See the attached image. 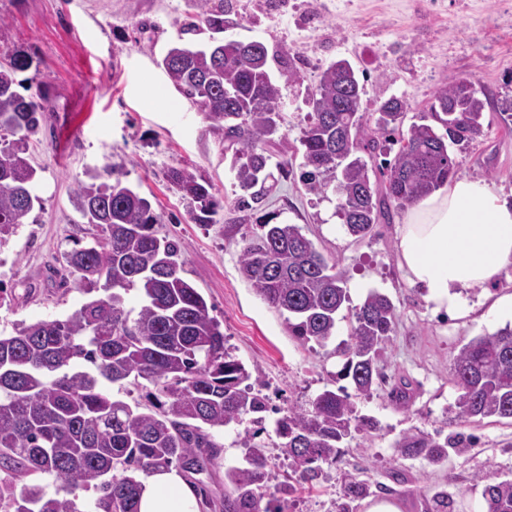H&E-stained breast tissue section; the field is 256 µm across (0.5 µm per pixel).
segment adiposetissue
<instances>
[{
	"instance_id": "ef3b65f1",
	"label": "adipose tissue",
	"mask_w": 512,
	"mask_h": 512,
	"mask_svg": "<svg viewBox=\"0 0 512 512\" xmlns=\"http://www.w3.org/2000/svg\"><path fill=\"white\" fill-rule=\"evenodd\" d=\"M397 257L433 312L467 318L468 290L489 288L512 265V203L491 184L454 179L407 210L397 227ZM141 512H198L176 470L143 476Z\"/></svg>"
}]
</instances>
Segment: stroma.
Instances as JSON below:
<instances>
[{
	"instance_id": "35a3bbf8",
	"label": "stroma",
	"mask_w": 512,
	"mask_h": 512,
	"mask_svg": "<svg viewBox=\"0 0 512 512\" xmlns=\"http://www.w3.org/2000/svg\"><path fill=\"white\" fill-rule=\"evenodd\" d=\"M194 13L192 0H0V66L11 53H28L33 64L17 73L16 90L44 106L28 153L41 206L0 248V334L20 322L66 318L86 301L64 255L91 244L97 230L76 211L72 195L86 172L114 170L160 215L158 236L182 242L184 275L220 322L226 347L259 371L277 411H288L331 385L339 360L332 347L288 336L282 317L241 279L238 264L244 239L259 223L299 225L344 273L352 305L373 289L390 298L396 329L379 358L386 383L354 400L378 430L347 443L340 460L325 466L324 482L286 497L285 512H339L348 479L391 489L402 512H436L439 496L447 497L448 512H480L485 481L512 479V419L460 422L450 368L463 344L512 324V316L494 311L492 300L462 320L434 315L398 264L403 211L354 239L341 224L337 194L310 193L295 173L252 209L239 210L222 139L156 65L172 45L208 43V33L183 30ZM311 14L318 19L314 30L306 24ZM229 19L226 38L263 42L273 56L272 74L298 58L309 60L298 82L281 86L283 123L270 147L280 159L299 145L308 91L341 58L364 82L361 110L370 117L396 97L408 105L405 123L416 122L435 91L459 79L484 91L493 106L512 100V0H232ZM486 118L483 137L452 146L457 174L487 181L512 201V127L494 110ZM185 166L211 181L220 202L215 223H194L169 184L168 170ZM401 378L413 394L398 408L388 391ZM412 429L461 433L473 445L449 452L440 465L404 458L396 443ZM239 430L236 424L219 429L220 459L208 471L183 475L187 484L205 485L208 512H223L225 467L244 463L234 444Z\"/></svg>"
}]
</instances>
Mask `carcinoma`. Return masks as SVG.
Returning <instances> with one entry per match:
<instances>
[{"label": "carcinoma", "instance_id": "1", "mask_svg": "<svg viewBox=\"0 0 512 512\" xmlns=\"http://www.w3.org/2000/svg\"><path fill=\"white\" fill-rule=\"evenodd\" d=\"M228 6V0H195V20L185 31L204 27L213 33L210 43L202 49L173 45L159 66L221 135L234 185L243 192L239 204L247 207L265 195L271 168L286 178L293 159L270 166L273 154L265 145L283 121L281 88L263 43L216 38L224 32ZM31 64L15 52L9 66L0 67V245L40 203L27 154L43 107L15 90V74ZM460 91L457 81L440 86L429 115L405 131L407 104L390 98L372 126L360 112L364 88L357 73L331 63L309 94L312 112L296 149L300 180L316 194L334 187L344 230L365 238L390 207L412 206L455 175L458 163L448 142L461 141L454 129L485 135L488 101L473 87L465 97ZM456 102L463 111H448ZM437 124L447 136L438 134ZM397 142L394 158L377 165L386 168V179L373 182L369 162ZM88 178L78 184L73 204L101 236L72 249L66 261L90 298L64 319L21 322L11 335H0V512H140L142 476L173 466L206 470L224 448L212 430L246 416L256 428L235 440L247 466L224 468V512H278L260 492L275 478L261 440L265 383L225 347L205 298L181 275L182 243L157 236L160 220L149 201L119 177L110 184L96 183L95 172ZM167 178L189 204L194 223L214 222L210 181L185 167L170 169ZM239 272L283 317L288 335L321 347L335 335L349 303L344 275L298 225H258L244 240ZM134 288L142 300L137 311L124 300ZM394 332L388 296L372 291L353 309L348 340L334 350L341 368L333 377L349 381L354 393L343 385L325 389L276 421L289 459L280 490L292 495L319 483L321 464L337 462L342 443L377 429L374 418L356 414L352 398L367 397L385 382L378 360ZM451 376L459 420L512 419V328L470 339L455 355ZM122 382L146 389L144 400L131 405L113 398L109 385ZM411 393V384L401 380L389 398L404 405ZM470 447L461 435L421 431L404 433L396 445L403 457L433 463L448 459L450 448L464 453ZM45 476L52 484L43 482ZM368 494L365 484L346 483L341 512ZM483 498L486 512H512V480L486 484Z\"/></svg>", "mask_w": 512, "mask_h": 512}]
</instances>
